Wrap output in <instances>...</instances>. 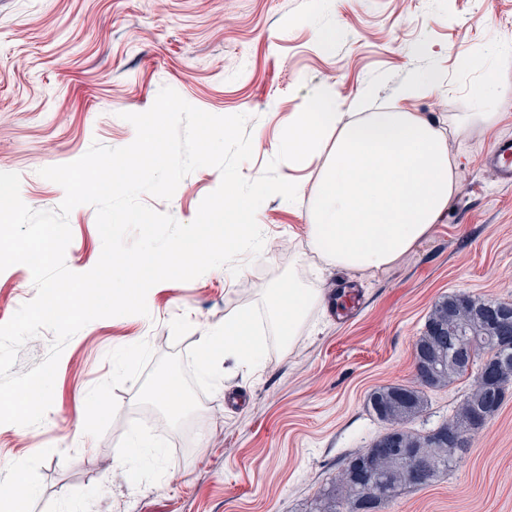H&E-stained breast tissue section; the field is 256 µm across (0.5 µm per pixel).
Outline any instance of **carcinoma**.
Returning <instances> with one entry per match:
<instances>
[{
  "instance_id": "carcinoma-1",
  "label": "carcinoma",
  "mask_w": 512,
  "mask_h": 512,
  "mask_svg": "<svg viewBox=\"0 0 512 512\" xmlns=\"http://www.w3.org/2000/svg\"><path fill=\"white\" fill-rule=\"evenodd\" d=\"M493 307V301L464 293L448 294L434 303L414 344V364L428 373L429 383L379 386L368 394L367 407L385 430L348 458L313 512H381L404 488L413 486L401 457L404 448H418L430 458L425 485L453 471L480 429L478 420L494 416L505 397V388L484 381L481 369L487 364L498 368L500 376L512 377V346L499 340ZM470 347L482 351L484 358L469 360ZM467 374L469 392L449 420L424 433L408 427L424 411L426 389L444 388Z\"/></svg>"
}]
</instances>
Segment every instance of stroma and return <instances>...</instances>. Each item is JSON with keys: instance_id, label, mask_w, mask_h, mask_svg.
Here are the masks:
<instances>
[{"instance_id": "35a3bbf8", "label": "stroma", "mask_w": 512, "mask_h": 512, "mask_svg": "<svg viewBox=\"0 0 512 512\" xmlns=\"http://www.w3.org/2000/svg\"><path fill=\"white\" fill-rule=\"evenodd\" d=\"M499 38L512 39V0H0V172L20 175V196L35 210L64 198L40 169L73 162L96 142L129 145L135 129L124 113L148 110L165 86L208 113L249 115L246 130L263 147L241 166L248 179L262 174L284 128L326 84L350 103L369 83L373 110L400 104L435 119L478 111L488 81L503 96L493 130L472 126L449 140L460 157L459 191L430 236L373 275L306 277L329 296L346 282L361 302L344 323L315 310L290 351H268L261 373L222 362L215 391L200 395L183 428L150 429L157 412L137 406L141 384L159 356L187 358L204 326L259 303L287 269L312 264L305 225L323 156L280 164L278 174L303 193L260 207L265 242L288 239V251L241 256L230 279L219 267L158 283L148 315L101 318L78 331L43 422L24 436L0 424V462L23 460L36 489L11 512H308L347 458L383 432L367 396L413 381V346L433 303L452 293L512 301V187L484 163L495 141L512 135V53L497 48ZM425 71L437 74L435 88L400 102L402 85ZM220 182L216 168L201 167L170 200H142L186 224ZM68 222L65 262L87 272L102 252L95 207H75ZM35 294L28 267L1 271L0 324ZM126 350L131 362L118 379L114 365ZM469 385L462 378L428 391L412 429L451 418ZM102 404L109 419L97 414ZM135 434L161 446L158 463L121 466ZM33 445L40 455H29ZM383 512H512V388L453 472L401 491Z\"/></svg>"}]
</instances>
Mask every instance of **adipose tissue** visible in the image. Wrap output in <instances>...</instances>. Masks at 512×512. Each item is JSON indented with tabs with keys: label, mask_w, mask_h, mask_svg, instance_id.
I'll list each match as a JSON object with an SVG mask.
<instances>
[{
	"label": "adipose tissue",
	"mask_w": 512,
	"mask_h": 512,
	"mask_svg": "<svg viewBox=\"0 0 512 512\" xmlns=\"http://www.w3.org/2000/svg\"><path fill=\"white\" fill-rule=\"evenodd\" d=\"M364 87L353 111L333 87L288 129L289 161L324 154L308 207L307 242L323 269L370 274L393 265L432 232L459 190V158L448 130L493 126L502 100L493 85L478 92V112H452L447 127L400 109L364 111Z\"/></svg>",
	"instance_id": "1"
}]
</instances>
